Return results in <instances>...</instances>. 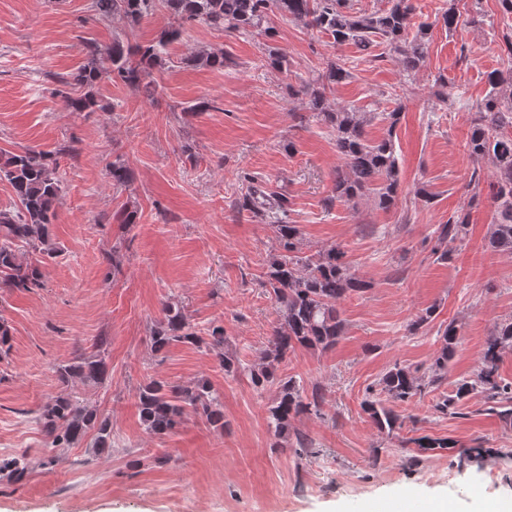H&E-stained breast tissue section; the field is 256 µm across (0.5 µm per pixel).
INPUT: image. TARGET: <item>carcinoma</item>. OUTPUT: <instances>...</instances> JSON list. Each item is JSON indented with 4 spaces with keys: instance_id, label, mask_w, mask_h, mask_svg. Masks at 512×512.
Returning <instances> with one entry per match:
<instances>
[{
    "instance_id": "1",
    "label": "carcinoma",
    "mask_w": 512,
    "mask_h": 512,
    "mask_svg": "<svg viewBox=\"0 0 512 512\" xmlns=\"http://www.w3.org/2000/svg\"><path fill=\"white\" fill-rule=\"evenodd\" d=\"M174 22L162 28L146 45H124L115 41L108 46L88 41L84 44L87 62L67 78L57 82L80 93L73 95L57 89L65 106L82 112L96 106L94 88L105 78L118 79L133 88L151 91L153 70L163 65L164 48L177 39L185 25L205 23L213 28L250 33L261 30L268 38L274 31L266 25L269 13L298 20L308 27L329 33L334 43H352L361 50L384 44L394 54L406 76L418 72L426 58L430 42V25L412 29L411 0H390L391 6L371 14L353 12L347 0H163ZM103 12L121 15L135 26L152 13L157 0H96ZM508 66L488 76L491 90L470 128L465 147L473 163L487 162L492 167L490 198L496 209V220L487 236L489 249L512 254V37L506 39ZM224 52L201 51L187 56L186 63L209 68H224ZM352 78V73L331 62L316 79L305 84L300 93L309 98V110L331 129L336 152L343 165L336 171L332 195L325 199L330 208L335 202H347L362 196H374L379 208L388 210L397 201L400 182L393 132L401 113L384 114L387 135L377 141L365 136L371 113L348 109H332L327 91ZM73 152L69 146L54 151L27 148L19 153L0 150V180L12 188L17 201L13 210H0V274L9 287L30 292L43 287L41 260H30L16 250L17 243L31 246L42 256L54 257L58 247L50 236L56 218L55 204L62 193L57 177L58 157ZM112 184L125 186L132 179L130 167L121 161L106 164ZM239 209L265 220L272 214L287 212V199L274 196L255 182L249 183ZM471 220V208L455 211L448 223L435 230L436 241L431 254L436 260L449 262L457 247L463 245ZM279 252L268 261L265 287L272 290L279 303L280 323L262 353L260 361L249 369L254 387L261 391L274 386L277 397L267 409V425L273 435L288 436L293 419L304 412H321L322 389L311 395L293 377L279 378L278 365L296 348L326 351L333 348L345 329L340 302L352 293L362 292L370 284L352 273L343 261L345 251L339 245L301 253V233L296 224L273 225ZM154 351L175 343L203 347L218 357L224 372L236 373L240 367L224 355V331L212 328L203 338L192 331L183 307L167 303L163 318L151 330ZM430 375L418 376L399 364L386 371L375 385L366 389L362 410L381 430L390 432L401 427L396 407L407 403L442 379L458 344V329L451 321L440 332ZM512 350V317L496 323L487 336L476 377L456 382L454 394L434 405L436 412L452 415L459 402L472 395L482 396L488 410L503 418L512 416V383L499 374L503 353ZM109 367L105 357L95 354L61 365L56 370L61 391L37 411L36 421L49 448H71L90 432L95 433V449L102 453L112 448V430L108 416L67 392L69 383L79 378L99 383L106 379ZM202 413L213 427H224L220 396L205 383L171 386L154 379L139 389L138 411L145 429L152 435H168L182 422L187 409ZM422 452L455 447V442L442 437L422 436L413 439ZM487 449L465 448L460 452L462 465H480ZM29 470L26 453L0 459V473L8 472L20 479Z\"/></svg>"
}]
</instances>
